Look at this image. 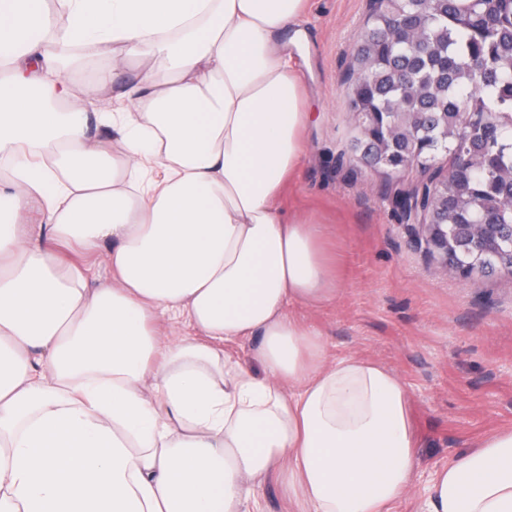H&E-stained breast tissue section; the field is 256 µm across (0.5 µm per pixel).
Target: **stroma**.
<instances>
[{
	"label": "stroma",
	"instance_id": "35a3bbf8",
	"mask_svg": "<svg viewBox=\"0 0 512 512\" xmlns=\"http://www.w3.org/2000/svg\"><path fill=\"white\" fill-rule=\"evenodd\" d=\"M369 13V0H310L303 21L308 41L294 61L311 123L303 168L282 204L326 226L342 290L293 313L324 334L330 356L375 362L405 383L417 480L393 512H423L435 469L512 429V276L440 275L392 202L395 187L421 180L422 170L387 176L352 158L348 76Z\"/></svg>",
	"mask_w": 512,
	"mask_h": 512
}]
</instances>
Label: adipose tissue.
Here are the masks:
<instances>
[{
  "label": "adipose tissue",
  "mask_w": 512,
  "mask_h": 512,
  "mask_svg": "<svg viewBox=\"0 0 512 512\" xmlns=\"http://www.w3.org/2000/svg\"><path fill=\"white\" fill-rule=\"evenodd\" d=\"M309 0H64L74 41L135 65L90 118L45 0H0V512H391L409 394L328 360L289 309L339 291L324 225L291 215L309 123L288 47ZM113 131L111 152L90 121ZM44 221L21 223L31 203ZM105 250L112 276L63 265ZM256 366L228 352L253 336ZM427 512H512V430L434 472ZM255 496L263 512H294L295 498L288 486L277 476L270 475L255 487Z\"/></svg>",
  "instance_id": "adipose-tissue-1"
}]
</instances>
